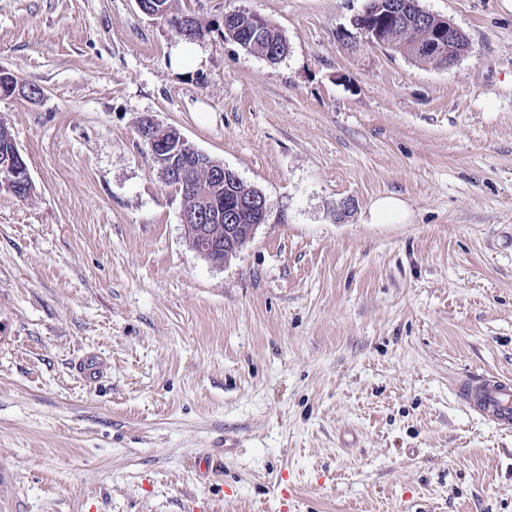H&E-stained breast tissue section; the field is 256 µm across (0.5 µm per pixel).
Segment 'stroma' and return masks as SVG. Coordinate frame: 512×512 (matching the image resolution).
<instances>
[{
    "label": "stroma",
    "mask_w": 512,
    "mask_h": 512,
    "mask_svg": "<svg viewBox=\"0 0 512 512\" xmlns=\"http://www.w3.org/2000/svg\"><path fill=\"white\" fill-rule=\"evenodd\" d=\"M367 0H0V95L34 184L0 191V512H512V430L462 376L512 377V13L420 0L452 68L352 43ZM246 9L277 63L224 37ZM177 127L271 203L224 266L136 128ZM400 197L397 224L370 207ZM98 359L87 384L76 369ZM239 445L199 476L197 458ZM248 12L249 11H245V14L234 13L224 18L225 38L229 39L227 37H230L241 47L257 51L261 53V55L265 51L277 56L287 53V39L265 18L259 20L261 31L260 36L255 39V42L251 40H241L240 33L245 31V29L249 28L252 24ZM446 26L448 29L447 38L445 32L438 31L446 28ZM462 36L467 37L460 28L452 22L446 21L445 25L439 27L434 33L428 32L424 35H417L411 44L414 48L419 49L420 53H426L432 56L445 53L448 47V56L446 58L440 59L437 56L428 58L421 57L418 56L412 48H409V50L404 53L415 60L429 61L437 65L450 67L461 57L466 55L469 50V43L464 45L461 38Z\"/></svg>",
    "instance_id": "1"
}]
</instances>
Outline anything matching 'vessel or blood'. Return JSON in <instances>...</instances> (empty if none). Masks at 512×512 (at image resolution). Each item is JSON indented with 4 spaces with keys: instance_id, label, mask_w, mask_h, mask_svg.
Masks as SVG:
<instances>
[{
    "instance_id": "b4317fda",
    "label": "vessel or blood",
    "mask_w": 512,
    "mask_h": 512,
    "mask_svg": "<svg viewBox=\"0 0 512 512\" xmlns=\"http://www.w3.org/2000/svg\"><path fill=\"white\" fill-rule=\"evenodd\" d=\"M465 407L501 429L512 428V380L490 373L470 375L456 384Z\"/></svg>"
}]
</instances>
